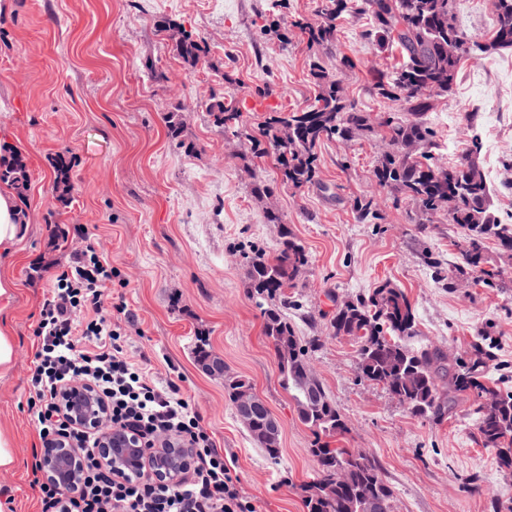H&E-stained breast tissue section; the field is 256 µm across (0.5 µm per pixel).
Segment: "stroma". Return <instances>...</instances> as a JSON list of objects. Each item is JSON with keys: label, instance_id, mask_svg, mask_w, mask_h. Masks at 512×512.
<instances>
[{"label": "stroma", "instance_id": "stroma-1", "mask_svg": "<svg viewBox=\"0 0 512 512\" xmlns=\"http://www.w3.org/2000/svg\"><path fill=\"white\" fill-rule=\"evenodd\" d=\"M321 0H231L215 12L209 0H0V145L26 160L30 185L20 204L28 226L24 250L0 263L19 291L11 316L17 338L10 373L0 377V423L13 427L21 464L0 470V492L13 512H38L31 486L38 432L28 409L37 341L32 327L57 264L70 248L51 227L84 225L92 243L118 269L134 316L126 351L159 382L179 379L224 454L240 490L261 512H305L303 487L318 475L312 430L297 417L284 387L263 319L250 295L242 245L275 256L277 207L305 245L309 263L287 316L296 336L314 342L308 365L344 417L345 447L374 457L394 492L395 512H493L512 506V473L483 448L474 426L473 397L424 419L381 386L361 381L357 343L330 335L338 302L388 281L402 288L417 320L414 346L438 347L450 364L468 360L485 335L493 359L486 376L512 390V259L495 239L485 241L482 267L496 271L488 287L469 273L447 283L431 261L451 268L465 236L447 211L411 223L418 208L375 184L380 141H326L317 148L315 185L295 190L280 182L271 160L257 158L248 139L267 113L306 108L317 88L312 62L339 82L346 98L371 116L401 112L376 96L371 74L399 61L379 48L371 22L343 13L335 42L309 48L299 25L319 19ZM167 17L204 37L207 64L191 69L157 32ZM456 25L472 40L496 30L492 0H458ZM235 95L240 135L224 134L202 105ZM185 109L188 153L167 136L165 114ZM427 120L437 166L474 152L502 221L512 220V50L467 58L453 90L436 98ZM70 162L75 191L59 201L52 162ZM273 185L258 198L255 182ZM373 199L378 218L359 221L358 199ZM208 337L226 369L248 378L281 427V456L270 461L252 442L224 395V383L193 360L198 336Z\"/></svg>", "mask_w": 512, "mask_h": 512}]
</instances>
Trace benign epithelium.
Instances as JSON below:
<instances>
[{"label":"benign epithelium","mask_w":512,"mask_h":512,"mask_svg":"<svg viewBox=\"0 0 512 512\" xmlns=\"http://www.w3.org/2000/svg\"><path fill=\"white\" fill-rule=\"evenodd\" d=\"M62 408L84 428L100 433V446L106 464L116 473L133 475L140 472V458L150 456L154 475L166 483H177L192 467L189 451L175 441L165 448H145L137 435L127 431L102 429L101 412L103 404L84 383L74 382L59 393ZM255 406L251 398L244 394L239 397L238 417L245 427L254 422ZM80 462L72 448L52 444L43 449L41 468L50 480L63 486L76 483V472Z\"/></svg>","instance_id":"benign-epithelium-1"}]
</instances>
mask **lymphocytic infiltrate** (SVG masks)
<instances>
[{"mask_svg":"<svg viewBox=\"0 0 512 512\" xmlns=\"http://www.w3.org/2000/svg\"><path fill=\"white\" fill-rule=\"evenodd\" d=\"M78 237L32 329L38 346L29 408L42 444L61 440L77 448L82 470L79 482L67 488L40 480L41 463L33 461L40 512H258L254 500L236 488L223 454L180 385L158 384L128 359L125 327L133 315L121 301L112 305L115 320L101 315L105 292L120 274L90 244L87 231ZM78 381L91 384L103 403L105 428L135 433L147 448L172 439L191 448L192 478L162 483L148 463L135 478L112 472L99 454L97 434L77 425L59 404V391Z\"/></svg>","mask_w":512,"mask_h":512,"instance_id":"1","label":"lymphocytic infiltrate"}]
</instances>
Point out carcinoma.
<instances>
[{
  "label": "carcinoma",
  "mask_w": 512,
  "mask_h": 512,
  "mask_svg": "<svg viewBox=\"0 0 512 512\" xmlns=\"http://www.w3.org/2000/svg\"><path fill=\"white\" fill-rule=\"evenodd\" d=\"M455 5L456 0H326L321 21L300 24L309 47L324 48L336 40V18L342 13L355 9L369 16L379 45H392L401 56L398 65L372 74V89L382 98L401 100L405 115L389 112L372 121L347 102L336 79L314 61L311 75L318 93L313 103L302 110L269 113L251 141L258 157L273 160L282 184L301 190L315 182L316 149L322 141L381 134L387 150L374 168L380 188L414 201L425 215L437 212L442 198L455 196L451 223L468 230L462 265L456 268L462 275L482 263L484 240L489 237L496 238L503 252L512 257V224L501 223L491 210L489 186L477 161L465 158L444 170L447 178L435 176L437 169L430 154L433 131L426 116L434 108L431 95L452 91L462 59L512 49V0H494L497 29L493 39L484 44L472 41L457 28ZM155 27L186 66L195 68L208 62L210 48L205 39L174 19L158 20ZM204 106L214 126L226 134L237 133L241 110L234 97L212 96ZM165 124L171 141L189 153L196 150L193 142L184 139L181 108L167 112ZM54 170L55 194L61 199L69 197L74 184L65 155L56 156ZM0 182L10 184L17 196H25L28 174L21 154L8 150L0 157ZM266 220L281 226L276 256L270 260L258 251L245 254V259L264 334L292 391L299 420L315 435L311 452L319 472L315 481L304 486V506L307 512H394V494L383 480L378 462L337 445L347 433V425L323 385L316 383L313 396L303 386L313 344H304L295 336L282 308L288 304V290L297 287L309 255L278 209L267 208ZM329 330L334 336L356 338L360 378L382 386L417 416L441 413L453 394L471 395L479 401L494 397L493 408L478 405L476 430L481 443L496 450L499 467L512 472V391L487 384L481 359L487 350L483 346H476L480 358L453 370L439 349L408 345L407 340L416 336L415 311L406 294L389 282L379 284L367 297L336 308ZM251 390L249 380L224 373V394L232 405H237L240 393ZM269 417L271 412L265 406L248 433L269 459L276 460L281 454L280 434H266Z\"/></svg>",
  "instance_id": "1"
}]
</instances>
